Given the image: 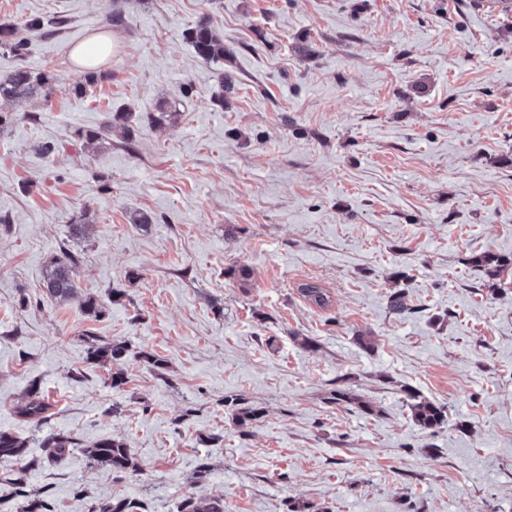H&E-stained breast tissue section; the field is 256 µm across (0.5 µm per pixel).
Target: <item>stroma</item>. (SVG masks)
<instances>
[{
    "instance_id": "1",
    "label": "stroma",
    "mask_w": 512,
    "mask_h": 512,
    "mask_svg": "<svg viewBox=\"0 0 512 512\" xmlns=\"http://www.w3.org/2000/svg\"><path fill=\"white\" fill-rule=\"evenodd\" d=\"M0 0L63 17L0 75L64 87L0 130V512L126 499L176 512H512V12L496 0ZM208 20L223 62L184 38ZM114 36L81 97L74 47ZM232 87L213 102L219 76ZM166 110L160 123L150 115ZM132 113L133 134L108 127ZM106 128L94 148L78 131ZM141 211L152 222L130 223ZM83 239L69 235L82 215ZM69 249L83 294L51 299ZM247 279H240L239 269ZM315 282L319 308L300 294ZM402 292L407 309L390 306ZM128 345L125 382L91 345ZM147 352L163 362L138 359ZM41 423L18 414L32 389ZM342 401H334L336 390ZM260 409L240 422L234 399ZM443 407L421 429L414 401ZM51 434L78 443L49 462ZM126 442L132 468L94 464ZM21 481L24 493L10 489ZM79 262V257L69 251L64 250L60 255H55L43 273V288L55 300L64 303L78 299L85 314L98 317L103 312V307L99 305L92 296H86L84 299L79 297V285L75 279V268ZM26 448L25 439L0 431V459H22L26 456ZM90 456L99 466L109 467L114 472H123L133 466L130 448L123 440L116 438L97 441L92 446Z\"/></svg>"
}]
</instances>
